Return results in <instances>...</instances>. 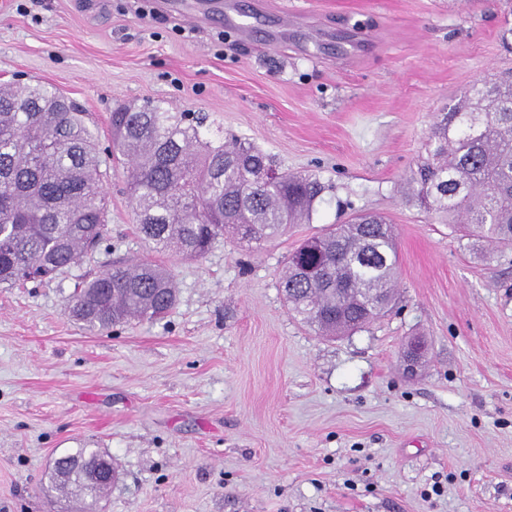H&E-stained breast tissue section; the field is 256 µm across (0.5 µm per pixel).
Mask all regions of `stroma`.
<instances>
[{
	"label": "stroma",
	"mask_w": 512,
	"mask_h": 512,
	"mask_svg": "<svg viewBox=\"0 0 512 512\" xmlns=\"http://www.w3.org/2000/svg\"><path fill=\"white\" fill-rule=\"evenodd\" d=\"M227 2L259 18L250 36L162 0H0V83L56 87L101 147L116 107L160 103L332 186L311 223L192 260L140 236L111 172L99 249L0 285V512H512V250L487 257L400 190L436 114L512 71V0ZM353 212L395 231L396 305L326 339L280 277ZM117 260L169 268L177 303L89 331L68 298ZM80 448L119 473L93 505L51 478Z\"/></svg>",
	"instance_id": "stroma-1"
}]
</instances>
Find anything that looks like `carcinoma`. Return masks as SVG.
I'll use <instances>...</instances> for the list:
<instances>
[{
	"instance_id": "1",
	"label": "carcinoma",
	"mask_w": 512,
	"mask_h": 512,
	"mask_svg": "<svg viewBox=\"0 0 512 512\" xmlns=\"http://www.w3.org/2000/svg\"><path fill=\"white\" fill-rule=\"evenodd\" d=\"M208 116L161 104L110 114L100 149L87 113L40 83L0 87V285L47 278L95 250L109 222L103 184L122 166L138 232L158 252L201 258L226 234L261 241L309 223L326 186L291 174L249 142L204 135ZM410 199L462 238L512 246V76L471 87L436 116ZM391 225L360 214L305 240L287 260L288 309L319 336L358 332L394 298ZM177 300L171 272L115 265L82 282L68 310L90 331L156 320ZM93 500L107 489L72 467Z\"/></svg>"
}]
</instances>
